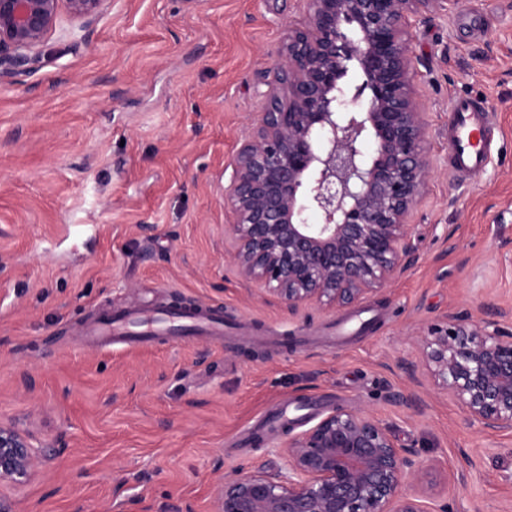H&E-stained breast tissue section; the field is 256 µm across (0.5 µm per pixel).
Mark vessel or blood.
Masks as SVG:
<instances>
[{"instance_id":"1","label":"vessel or blood","mask_w":512,"mask_h":512,"mask_svg":"<svg viewBox=\"0 0 512 512\" xmlns=\"http://www.w3.org/2000/svg\"><path fill=\"white\" fill-rule=\"evenodd\" d=\"M448 145L452 169L460 175H470L488 164L494 137L492 119L482 99L456 97L449 110ZM201 332L222 336L224 320L215 312H200L192 308L158 309L153 315L115 317L103 312L94 320L89 334L98 344L115 341L147 342L166 334Z\"/></svg>"}]
</instances>
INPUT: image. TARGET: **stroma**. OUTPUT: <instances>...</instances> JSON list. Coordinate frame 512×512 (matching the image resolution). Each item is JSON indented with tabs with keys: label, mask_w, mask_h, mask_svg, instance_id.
<instances>
[{
	"label": "stroma",
	"mask_w": 512,
	"mask_h": 512,
	"mask_svg": "<svg viewBox=\"0 0 512 512\" xmlns=\"http://www.w3.org/2000/svg\"><path fill=\"white\" fill-rule=\"evenodd\" d=\"M305 0H109L61 16L40 61L0 84V422L47 441L37 475L4 485L15 512H212L239 470L288 471L289 434L363 409L426 467L409 493L455 512H512V432L468 419L406 368L446 315L481 306L512 332V0L412 17L432 176L412 257L379 295L289 312L244 281L224 205L241 143ZM486 98L484 170L448 165V108ZM219 308L224 337L101 347L96 312ZM365 316L350 337L338 324ZM296 408L288 428L269 411ZM468 455V479L454 472Z\"/></svg>",
	"instance_id": "35a3bbf8"
}]
</instances>
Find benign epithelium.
Listing matches in <instances>:
<instances>
[{
	"instance_id": "benign-epithelium-1",
	"label": "benign epithelium",
	"mask_w": 512,
	"mask_h": 512,
	"mask_svg": "<svg viewBox=\"0 0 512 512\" xmlns=\"http://www.w3.org/2000/svg\"><path fill=\"white\" fill-rule=\"evenodd\" d=\"M108 0H0V84L30 71L62 13L88 23ZM275 52L255 133L225 196L239 274L294 312L341 311L407 266L408 219L431 177L408 21L440 0H307ZM320 217L309 223V214ZM425 371L484 428L512 432V332L453 313L418 340ZM288 474L220 481L214 512H427L405 486L425 467L392 429L337 408L288 439ZM46 450L0 423V485L35 476Z\"/></svg>"
}]
</instances>
